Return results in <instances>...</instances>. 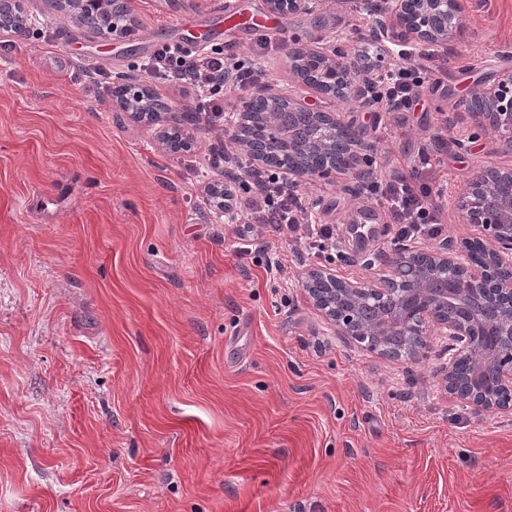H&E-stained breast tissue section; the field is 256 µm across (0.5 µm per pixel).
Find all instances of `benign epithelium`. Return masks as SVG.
Here are the masks:
<instances>
[{
	"label": "benign epithelium",
	"instance_id": "1",
	"mask_svg": "<svg viewBox=\"0 0 512 512\" xmlns=\"http://www.w3.org/2000/svg\"><path fill=\"white\" fill-rule=\"evenodd\" d=\"M349 9L363 11L368 33L361 39L376 53L365 60L364 50L349 51L338 34L317 35L301 50L323 63L326 92L312 85L288 60L291 77L310 88L309 96H290L291 110L351 132L346 145L350 161L333 169L301 161L288 165V181L314 184L336 172L350 180L362 177L359 162L371 152L362 128L346 112H325L317 99L347 100L364 109L372 105L370 83L395 62V47L405 44L444 51L460 37L470 0H344ZM266 10L280 17L315 15L323 0H265ZM466 103L468 137L492 132L497 140L508 136L512 153V68L496 71L492 82L471 91ZM231 139L246 148L250 164L259 168L266 154L293 151V144L277 139L263 150L244 138L242 112ZM512 183V167L481 165L450 204L467 233L432 249L403 244L384 255L381 265L366 278L341 280L331 269H310L301 285L331 321L338 336L351 339L388 357L381 347L385 337L414 327L419 336L415 355L428 339L448 336L459 344L439 371L448 395L475 413L512 412V356L501 355V343L512 346V195L493 206L484 201L488 189Z\"/></svg>",
	"mask_w": 512,
	"mask_h": 512
}]
</instances>
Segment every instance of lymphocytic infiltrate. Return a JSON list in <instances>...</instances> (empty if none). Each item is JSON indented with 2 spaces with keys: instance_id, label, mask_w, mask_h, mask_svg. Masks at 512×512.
Listing matches in <instances>:
<instances>
[{
  "instance_id": "lymphocytic-infiltrate-1",
  "label": "lymphocytic infiltrate",
  "mask_w": 512,
  "mask_h": 512,
  "mask_svg": "<svg viewBox=\"0 0 512 512\" xmlns=\"http://www.w3.org/2000/svg\"><path fill=\"white\" fill-rule=\"evenodd\" d=\"M445 60L428 51L405 57L374 84L376 104L386 112H406L419 99L425 82L441 70ZM151 73L170 81L191 97L195 112L213 128L222 127L231 100L240 91L258 84L263 71L234 53L213 48L195 51L179 44H164L153 53ZM444 127H437L429 148L421 152V169L415 173L383 177L375 157H366L361 190L382 205L400 240L428 241L440 237L445 228L439 201L444 189L433 178L432 156L446 145ZM225 200L235 201V220L271 227L279 235L299 243L312 257L329 258L336 249V228L314 224L310 204L289 184L282 173L256 170L248 182L225 186Z\"/></svg>"
}]
</instances>
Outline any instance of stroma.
<instances>
[{
  "mask_svg": "<svg viewBox=\"0 0 512 512\" xmlns=\"http://www.w3.org/2000/svg\"><path fill=\"white\" fill-rule=\"evenodd\" d=\"M212 2L130 0L139 36L112 40L24 0L26 36L0 35V512H512V418L448 398L438 369L455 342L386 358L336 335L300 284L322 264L365 277L394 247L359 182L301 186L336 250L322 263L265 229L288 256L272 276L207 200L208 126L173 154L160 126L116 114L119 75L191 111L145 70L156 47L187 43L182 18L202 48L260 52L282 91L292 41L319 28L352 48L365 26L343 0L282 19L233 0L258 26H219ZM506 44L512 0H473L411 111H354L383 174L408 173L469 91L512 67ZM460 141L449 129L451 192L506 162L492 135ZM368 215L376 235L352 241Z\"/></svg>",
  "mask_w": 512,
  "mask_h": 512,
  "instance_id": "1",
  "label": "stroma"
}]
</instances>
